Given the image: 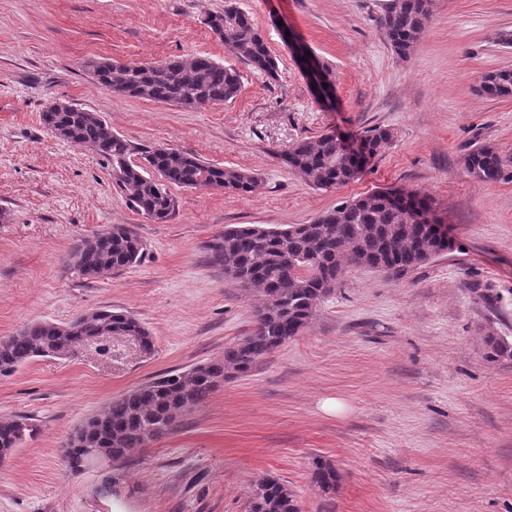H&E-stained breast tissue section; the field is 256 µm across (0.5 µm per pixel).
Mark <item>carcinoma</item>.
Masks as SVG:
<instances>
[{"instance_id": "cac0c4a2", "label": "carcinoma", "mask_w": 512, "mask_h": 512, "mask_svg": "<svg viewBox=\"0 0 512 512\" xmlns=\"http://www.w3.org/2000/svg\"><path fill=\"white\" fill-rule=\"evenodd\" d=\"M431 17V0H388L380 18L385 39L395 54L409 57L425 34ZM229 52L250 70L277 78L278 62L251 18L229 3L224 11L204 20ZM94 78L112 92L184 109L222 104L241 88L240 72L206 55L147 63L112 65L89 62ZM478 91L488 97L512 96V68L487 72ZM43 124L61 130L66 141L93 148L112 166V179L131 206L153 221L165 222L178 207L170 188H212L252 194L260 188L253 173L207 163L197 155L177 149L159 150L135 144L112 132L102 119L84 109L72 112L44 110ZM394 133L375 127L363 139L376 157L391 145ZM288 170L310 185L326 189L358 178L359 170L344 160L339 138L331 133L295 143L281 154ZM512 158L488 143L470 146L464 157L466 173L494 183L503 178ZM430 205L426 198L401 195L396 200L383 192L346 200L319 214L308 224L267 228L256 224H227L205 245L208 263L224 277L264 296L256 309L260 327L240 341L224 347V355L185 371L170 372L112 400L95 419L98 429L76 431L73 444L64 449V461L74 470L91 466L90 450L103 448L114 462H126L131 452L168 433L185 412L206 404L217 383L252 372L276 349L300 335L314 311L331 293L343 274L342 263L396 275L425 264L443 250L426 225ZM146 243L123 225L106 234L83 238L68 254V265L80 276L98 278L138 264ZM78 333L66 332L52 321H36L0 338V375L7 376L35 357L68 358L82 334L97 328L114 335L136 336L149 349L153 337L134 316L100 309L79 316ZM487 357L512 358V345L493 335L485 337ZM37 433V426L22 416L0 418V461ZM312 478L324 496L336 492L338 473L333 464L317 460ZM248 512H300L288 486L271 476L252 480Z\"/></svg>"}]
</instances>
